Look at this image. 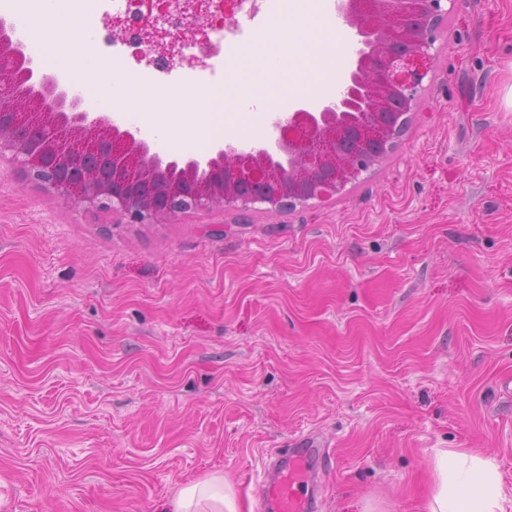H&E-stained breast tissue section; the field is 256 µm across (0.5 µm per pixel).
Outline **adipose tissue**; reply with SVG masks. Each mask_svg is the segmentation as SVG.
<instances>
[{
    "label": "adipose tissue",
    "instance_id": "adipose-tissue-1",
    "mask_svg": "<svg viewBox=\"0 0 512 512\" xmlns=\"http://www.w3.org/2000/svg\"><path fill=\"white\" fill-rule=\"evenodd\" d=\"M89 33L86 24L73 28L69 46L82 61V86L100 109L129 115L164 132L169 125L156 120V106L168 105L175 99L183 111L202 114L193 135L179 138V148L196 150L232 135L260 132L264 115L275 108L269 101L229 100L220 87L172 90L150 86L134 72L114 76L111 85H103L99 61L90 54ZM339 41L335 26L320 18L307 30L305 42L292 46V53L304 68L315 74L312 81L294 86V93L317 99L335 92L343 65ZM229 110L238 113L239 125L226 124L224 114ZM432 469L433 486L426 512H507L506 505L512 502L496 464L481 455L465 449L439 448L434 453ZM168 512H237V504L223 475L216 474L179 489L168 504Z\"/></svg>",
    "mask_w": 512,
    "mask_h": 512
}]
</instances>
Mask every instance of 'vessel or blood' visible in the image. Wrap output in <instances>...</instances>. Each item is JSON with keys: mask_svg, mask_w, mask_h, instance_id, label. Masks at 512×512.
<instances>
[{"mask_svg": "<svg viewBox=\"0 0 512 512\" xmlns=\"http://www.w3.org/2000/svg\"><path fill=\"white\" fill-rule=\"evenodd\" d=\"M329 457V449L305 437L270 462L259 493L264 512H314L316 504L303 488Z\"/></svg>", "mask_w": 512, "mask_h": 512, "instance_id": "1", "label": "vessel or blood"}]
</instances>
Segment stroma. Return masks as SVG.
Wrapping results in <instances>:
<instances>
[{
    "label": "stroma",
    "mask_w": 512,
    "mask_h": 512,
    "mask_svg": "<svg viewBox=\"0 0 512 512\" xmlns=\"http://www.w3.org/2000/svg\"><path fill=\"white\" fill-rule=\"evenodd\" d=\"M227 87L311 80L279 40ZM410 128L336 198L149 224L0 156V512H158L335 451L316 512H424L439 448L512 491V0H453Z\"/></svg>",
    "instance_id": "1"
}]
</instances>
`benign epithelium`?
<instances>
[{"label": "benign epithelium", "mask_w": 512, "mask_h": 512, "mask_svg": "<svg viewBox=\"0 0 512 512\" xmlns=\"http://www.w3.org/2000/svg\"><path fill=\"white\" fill-rule=\"evenodd\" d=\"M450 0H336L354 31L338 94L302 102L272 123L261 144L227 142L186 160H167L109 115L81 109L55 70L33 65L0 21V155L63 202L119 214L131 224L191 211L266 204L293 209L342 194L403 137ZM142 56L173 51L179 35L137 11Z\"/></svg>", "instance_id": "7a95c632"}]
</instances>
